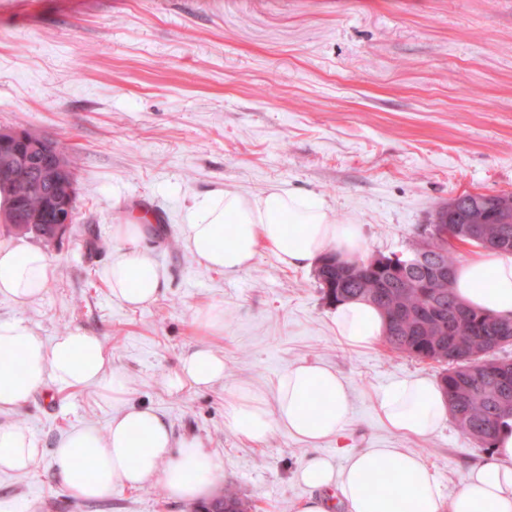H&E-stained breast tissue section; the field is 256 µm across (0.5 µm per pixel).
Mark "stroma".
<instances>
[{"label": "stroma", "instance_id": "stroma-1", "mask_svg": "<svg viewBox=\"0 0 512 512\" xmlns=\"http://www.w3.org/2000/svg\"><path fill=\"white\" fill-rule=\"evenodd\" d=\"M27 129L78 157L76 224L46 245L54 277L24 307L0 296V319L53 339L99 336L130 385L177 438L200 440L251 512H296L310 490L296 474L314 455L344 467L361 448H401L435 472L443 495L485 449L443 422L432 436L389 429L376 397L439 364L384 343L336 336L313 268L260 250L224 274L183 248L192 200L215 189L269 186L323 197L336 223L361 225L366 256L401 253L449 197L512 192V0H0V129ZM150 212L147 244L169 272L152 305L114 299L103 276L112 227ZM224 310L214 336L197 308ZM224 380L169 392L164 376L201 345ZM336 369L351 393L348 422L317 446L275 430L260 445L224 426L227 392L273 401L289 365ZM117 405L92 388L33 395L0 423L26 428L45 453L28 474L0 473V512H187L159 481L76 498L51 451L69 429L105 427Z\"/></svg>", "mask_w": 512, "mask_h": 512}]
</instances>
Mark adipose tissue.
Instances as JSON below:
<instances>
[{
  "instance_id": "obj_1",
  "label": "adipose tissue",
  "mask_w": 512,
  "mask_h": 512,
  "mask_svg": "<svg viewBox=\"0 0 512 512\" xmlns=\"http://www.w3.org/2000/svg\"><path fill=\"white\" fill-rule=\"evenodd\" d=\"M153 221L139 211L112 228L117 246L104 278L112 296L131 308L155 302L168 283L166 269L145 244ZM183 244L201 266L227 274L247 269L263 247L291 268L309 267L329 252L353 260L366 249L360 225L336 223L321 198L278 186L257 195L211 192L188 209ZM53 274L42 248L0 243V296L31 304L44 295ZM453 287L466 304L512 318V256L468 259L457 267ZM332 323L338 339L354 349L375 345L385 330L380 310L365 301L338 305ZM110 363L100 337L84 330L48 342L24 321L0 319V413L20 410L52 385L97 389L119 405V413L103 429H69L52 450L55 474L71 493L99 499L157 480L173 498L197 500L214 482L217 462L197 440L176 439L153 408L129 402L128 377ZM223 379V358L201 346L166 375L165 385L179 391ZM378 410L394 431L426 438L447 417L448 400L439 383L411 377L383 390ZM349 412L342 376L316 362L290 365L277 379L273 403L247 389L224 399L225 427L254 442L282 428L315 445L338 435ZM42 456L27 429L0 423V472H32ZM298 478L312 490L298 512H332L338 503L346 512H512V431L499 433L490 456L470 465L447 498L427 464L400 448L361 449L341 469L330 458L314 456Z\"/></svg>"
}]
</instances>
